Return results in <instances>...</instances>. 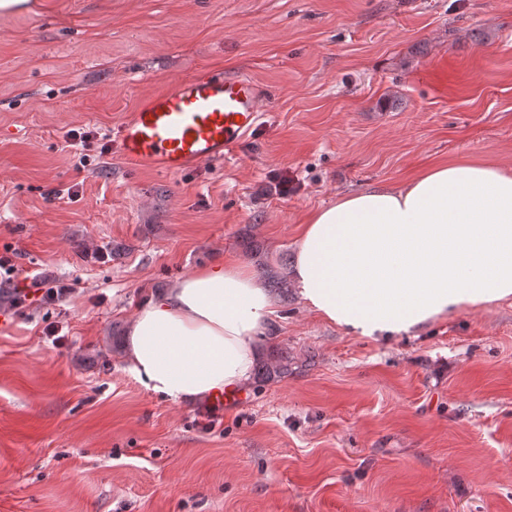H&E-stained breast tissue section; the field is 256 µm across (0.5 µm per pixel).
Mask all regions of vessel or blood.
Instances as JSON below:
<instances>
[{
  "mask_svg": "<svg viewBox=\"0 0 512 512\" xmlns=\"http://www.w3.org/2000/svg\"><path fill=\"white\" fill-rule=\"evenodd\" d=\"M258 82L201 69L139 99L117 131L122 159L183 175L232 159L268 116Z\"/></svg>",
  "mask_w": 512,
  "mask_h": 512,
  "instance_id": "b4317fda",
  "label": "vessel or blood"
}]
</instances>
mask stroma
<instances>
[{
    "label": "stroma",
    "mask_w": 512,
    "mask_h": 512,
    "mask_svg": "<svg viewBox=\"0 0 512 512\" xmlns=\"http://www.w3.org/2000/svg\"><path fill=\"white\" fill-rule=\"evenodd\" d=\"M201 68L271 95L232 160L76 169L66 131L113 134ZM454 159L512 168V0L0 9V251L73 287L21 315L0 291V512H512V298L384 341L287 283L312 211ZM60 185L79 200L50 199ZM227 260L278 306L211 419L144 388L126 342L139 304Z\"/></svg>",
    "instance_id": "obj_1"
}]
</instances>
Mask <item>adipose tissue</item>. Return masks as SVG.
Here are the masks:
<instances>
[{
	"instance_id": "ef3b65f1",
	"label": "adipose tissue",
	"mask_w": 512,
	"mask_h": 512,
	"mask_svg": "<svg viewBox=\"0 0 512 512\" xmlns=\"http://www.w3.org/2000/svg\"><path fill=\"white\" fill-rule=\"evenodd\" d=\"M304 304L345 332L388 339L512 297V169L432 166L402 187L339 195L312 213L290 269ZM276 301L241 262L206 267L138 307L129 370L196 401L249 381Z\"/></svg>"
}]
</instances>
